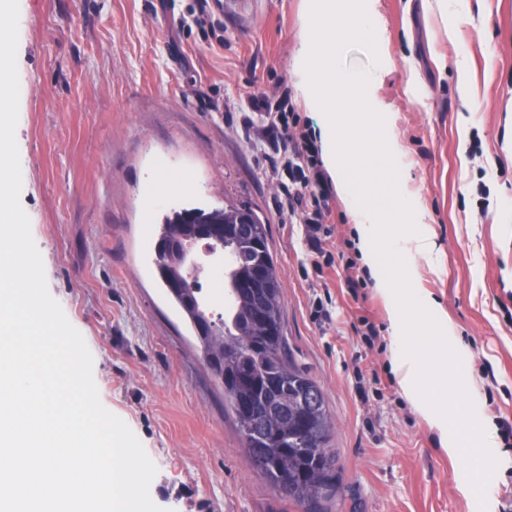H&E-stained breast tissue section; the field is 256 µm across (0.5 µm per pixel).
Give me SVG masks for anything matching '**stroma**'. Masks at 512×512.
<instances>
[{
	"label": "stroma",
	"mask_w": 512,
	"mask_h": 512,
	"mask_svg": "<svg viewBox=\"0 0 512 512\" xmlns=\"http://www.w3.org/2000/svg\"><path fill=\"white\" fill-rule=\"evenodd\" d=\"M19 0L21 204L50 294L93 356L102 405L157 467L167 512H305L252 466L224 414L189 322L153 264L174 206L243 204L269 226L288 347L325 394L340 470L325 512H512V0H469L445 29L436 0H373L395 65L367 98L401 150L443 270L412 272L471 355V395L493 422L498 466L487 508L461 487V460L405 397L391 328L363 273L352 216L333 180L315 266L283 210L286 175L246 134L250 96L286 98L314 146L320 113L298 72L308 0ZM469 118L466 137L458 123ZM179 179L165 190L164 177Z\"/></svg>",
	"instance_id": "1"
}]
</instances>
